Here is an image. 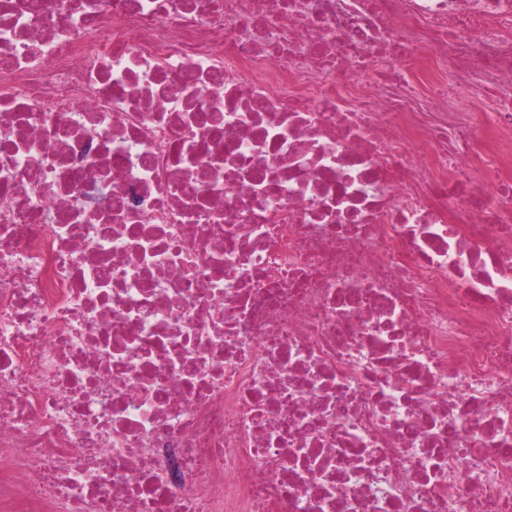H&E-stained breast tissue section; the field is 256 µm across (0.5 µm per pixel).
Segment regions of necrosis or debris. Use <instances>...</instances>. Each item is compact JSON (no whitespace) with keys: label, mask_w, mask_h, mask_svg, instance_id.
Wrapping results in <instances>:
<instances>
[{"label":"necrosis or debris","mask_w":512,"mask_h":512,"mask_svg":"<svg viewBox=\"0 0 512 512\" xmlns=\"http://www.w3.org/2000/svg\"><path fill=\"white\" fill-rule=\"evenodd\" d=\"M0 512H512V0H0Z\"/></svg>","instance_id":"obj_1"}]
</instances>
